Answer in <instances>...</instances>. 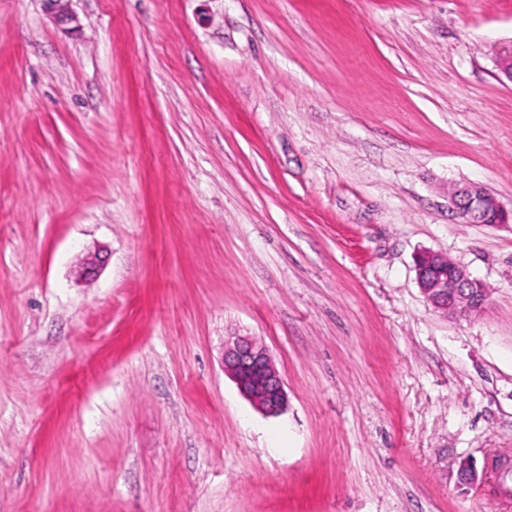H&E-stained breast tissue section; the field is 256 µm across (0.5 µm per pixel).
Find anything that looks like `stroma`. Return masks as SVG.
Returning <instances> with one entry per match:
<instances>
[{
    "mask_svg": "<svg viewBox=\"0 0 512 512\" xmlns=\"http://www.w3.org/2000/svg\"><path fill=\"white\" fill-rule=\"evenodd\" d=\"M71 8L0 0V512H512V0ZM49 15L57 25L66 28L76 23V17L70 10L69 4L72 0H42ZM451 201L459 218L470 224H512V209L483 187L470 184L452 192ZM416 270L421 293L436 312L447 318L476 315L488 302L489 288L442 253H421ZM224 373L260 413L277 416L284 411V381L267 349L254 339L234 336L225 341Z\"/></svg>",
    "mask_w": 512,
    "mask_h": 512,
    "instance_id": "35a3bbf8",
    "label": "stroma"
}]
</instances>
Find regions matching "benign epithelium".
<instances>
[{"mask_svg": "<svg viewBox=\"0 0 512 512\" xmlns=\"http://www.w3.org/2000/svg\"><path fill=\"white\" fill-rule=\"evenodd\" d=\"M57 25L76 22L71 0H43ZM451 201L459 218L470 224H512V209L483 187L470 184L452 192ZM421 293L433 309L447 318L476 315L488 302L490 290L459 265L439 252L425 251L416 259ZM224 373L240 394L260 413L277 416L284 411V381L267 349L252 338L234 336L224 343Z\"/></svg>", "mask_w": 512, "mask_h": 512, "instance_id": "7a95c632", "label": "benign epithelium"}]
</instances>
